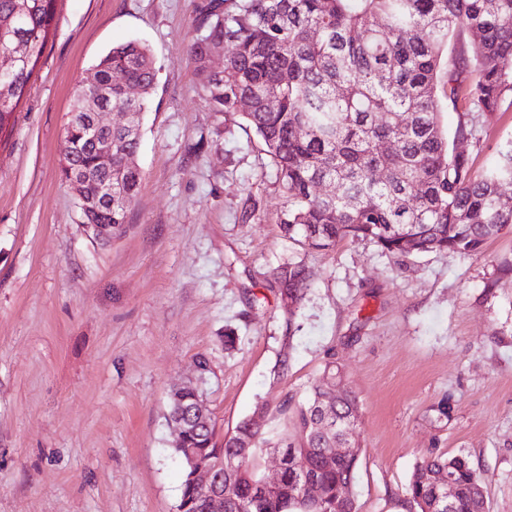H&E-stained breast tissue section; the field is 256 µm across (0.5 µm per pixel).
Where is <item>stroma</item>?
<instances>
[{
  "label": "stroma",
  "mask_w": 512,
  "mask_h": 512,
  "mask_svg": "<svg viewBox=\"0 0 512 512\" xmlns=\"http://www.w3.org/2000/svg\"><path fill=\"white\" fill-rule=\"evenodd\" d=\"M203 3L60 0L0 136V512H178L171 389L198 386L217 435L263 404L274 428L330 361L361 406L358 512H413L415 464L459 452L489 512H512V277L498 274L512 232L468 257L288 238L269 156L241 112L209 110L187 54ZM128 39L148 45L159 75L136 204L102 244L61 177L64 127L77 84ZM467 118L475 135L454 146L482 171L512 149V109L441 115L451 132ZM289 261L311 276L293 314L269 282Z\"/></svg>",
  "instance_id": "stroma-1"
}]
</instances>
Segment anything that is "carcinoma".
Listing matches in <instances>:
<instances>
[{
  "mask_svg": "<svg viewBox=\"0 0 512 512\" xmlns=\"http://www.w3.org/2000/svg\"><path fill=\"white\" fill-rule=\"evenodd\" d=\"M59 0H0V133L13 128L16 109L55 34ZM28 49L12 53L15 43ZM224 46V67L211 71L203 59ZM187 53L196 63L200 86L213 112L237 109L272 160L283 198L282 230L317 249L348 238H369L383 251L407 256L452 251L478 252L491 238L512 230V151L479 172L471 158L451 147L450 138L471 134L459 124L454 136L442 126L444 104L462 101L471 112L512 108V0H207ZM149 48L117 44L93 67V80L77 89L71 112L62 177L72 190L84 224H124L134 205L141 170L137 163L142 121L131 127L99 124L109 110L142 115L157 85ZM138 88V96L128 94ZM278 100L271 110L267 98ZM112 141V171L102 174L88 130ZM305 134L297 135L298 129ZM392 142L378 153L379 141ZM378 170L387 178L376 179ZM112 180V203L98 195ZM330 187L326 196L311 189ZM271 287L299 308L310 288L306 267L279 265ZM331 400L337 427H319V406ZM202 392L184 386L168 395V423L180 426L174 452L184 463L178 512H213V491L194 474L197 465L224 466L225 512H357L347 491L358 461L354 452L326 462L343 428L360 418L357 397L342 371L326 365L311 397L277 409L282 432L241 420L216 441L209 411H199ZM249 442L248 456L233 468L229 460ZM277 450L282 478L262 486L259 460ZM448 474L458 488L454 512H488L481 478L469 458L429 457L417 463L406 487L415 512H431L434 480ZM320 495L302 494L303 477Z\"/></svg>",
  "mask_w": 512,
  "mask_h": 512,
  "instance_id": "cac0c4a2",
  "label": "carcinoma"
}]
</instances>
